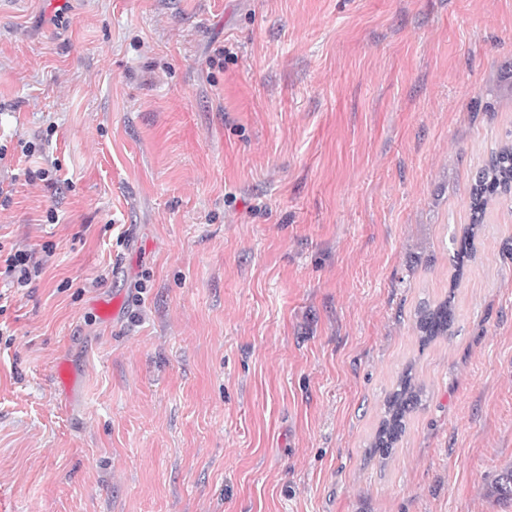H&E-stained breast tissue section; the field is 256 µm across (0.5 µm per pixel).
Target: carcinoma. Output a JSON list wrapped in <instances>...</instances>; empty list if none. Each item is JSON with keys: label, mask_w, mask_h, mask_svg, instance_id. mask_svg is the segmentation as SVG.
Wrapping results in <instances>:
<instances>
[{"label": "carcinoma", "mask_w": 512, "mask_h": 512, "mask_svg": "<svg viewBox=\"0 0 512 512\" xmlns=\"http://www.w3.org/2000/svg\"><path fill=\"white\" fill-rule=\"evenodd\" d=\"M511 197L512 140H506L489 153L470 185L467 201L469 224L464 227L453 255L457 270H462L464 263L474 256V239L493 206ZM414 317L421 345L427 346L439 338L446 339L453 335L454 297L449 296L438 303L423 301L417 306ZM424 395V384L413 375V367L407 366L384 399L383 417L369 443V457L378 458L382 466L387 464L406 431L408 418L421 405ZM491 495L502 501H512V465L504 467L498 474L492 484Z\"/></svg>", "instance_id": "cac0c4a2"}]
</instances>
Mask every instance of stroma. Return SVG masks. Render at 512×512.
Returning a JSON list of instances; mask_svg holds the SVG:
<instances>
[{
	"instance_id": "obj_1",
	"label": "stroma",
	"mask_w": 512,
	"mask_h": 512,
	"mask_svg": "<svg viewBox=\"0 0 512 512\" xmlns=\"http://www.w3.org/2000/svg\"><path fill=\"white\" fill-rule=\"evenodd\" d=\"M511 67L512 0H0V512H512ZM512 197V140H505L492 150L475 174L469 188L467 210L469 224L463 229V236L453 260L458 273L465 261L474 256V239L486 224L493 206ZM0 245V279L8 281L11 288H24L31 284L43 272L39 261H34V253L29 250L11 248L6 255L2 254ZM419 342L427 346L438 338L452 336L455 321L454 300L446 298L438 303L421 302L414 313ZM424 395V384L413 375L412 365L407 366L384 399L383 417L368 446L369 458L378 456L380 466L387 464L406 431L408 418L422 404Z\"/></svg>"
}]
</instances>
